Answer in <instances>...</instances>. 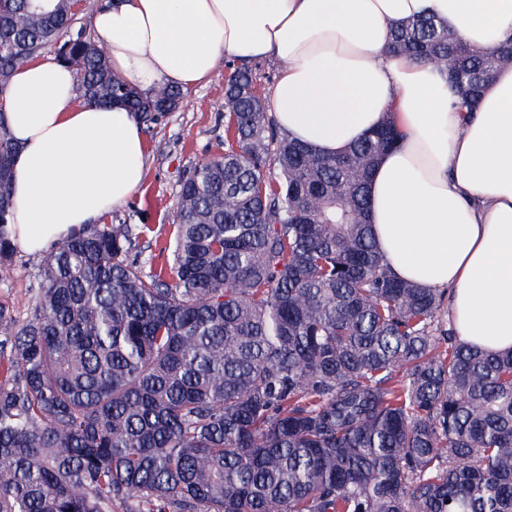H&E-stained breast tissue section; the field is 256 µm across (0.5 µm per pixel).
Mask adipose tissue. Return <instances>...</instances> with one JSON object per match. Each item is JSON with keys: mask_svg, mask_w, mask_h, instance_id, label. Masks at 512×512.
I'll list each match as a JSON object with an SVG mask.
<instances>
[{"mask_svg": "<svg viewBox=\"0 0 512 512\" xmlns=\"http://www.w3.org/2000/svg\"><path fill=\"white\" fill-rule=\"evenodd\" d=\"M430 15L476 51L512 40V0H116L94 18L112 70L138 89L188 90L220 60L274 59L276 124L315 153L337 156L384 117L401 137L368 183L370 222L394 273L447 293L466 342L512 349V64L458 111L446 74L394 53L392 30ZM19 144L12 238L51 250L123 204L145 175L136 116L78 98L72 69L48 57L4 93Z\"/></svg>", "mask_w": 512, "mask_h": 512, "instance_id": "ef3b65f1", "label": "adipose tissue"}]
</instances>
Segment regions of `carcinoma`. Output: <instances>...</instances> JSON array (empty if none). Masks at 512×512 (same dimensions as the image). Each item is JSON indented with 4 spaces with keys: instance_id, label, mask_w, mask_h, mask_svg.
<instances>
[{
    "instance_id": "carcinoma-1",
    "label": "carcinoma",
    "mask_w": 512,
    "mask_h": 512,
    "mask_svg": "<svg viewBox=\"0 0 512 512\" xmlns=\"http://www.w3.org/2000/svg\"><path fill=\"white\" fill-rule=\"evenodd\" d=\"M53 46L83 100L145 122L182 90L112 74L75 0H0V95ZM393 49L444 64L462 112L512 64L430 17ZM224 154L182 182L167 260L95 224L44 261L0 340V512H512V351L442 328L444 293L395 276L367 184L391 117L339 156L275 123L226 60ZM17 151L0 120V272Z\"/></svg>"
}]
</instances>
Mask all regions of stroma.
Returning <instances> with one entry per match:
<instances>
[{"label": "stroma", "mask_w": 512, "mask_h": 512, "mask_svg": "<svg viewBox=\"0 0 512 512\" xmlns=\"http://www.w3.org/2000/svg\"><path fill=\"white\" fill-rule=\"evenodd\" d=\"M218 65L210 81L187 91L181 107L144 126L146 175L142 185L108 222L129 224L135 238L131 252L141 265L150 266L176 219L183 180L194 167L224 151V77ZM43 257L17 251L7 276H0V306L13 320L30 314L41 281Z\"/></svg>", "instance_id": "35a3bbf8"}]
</instances>
